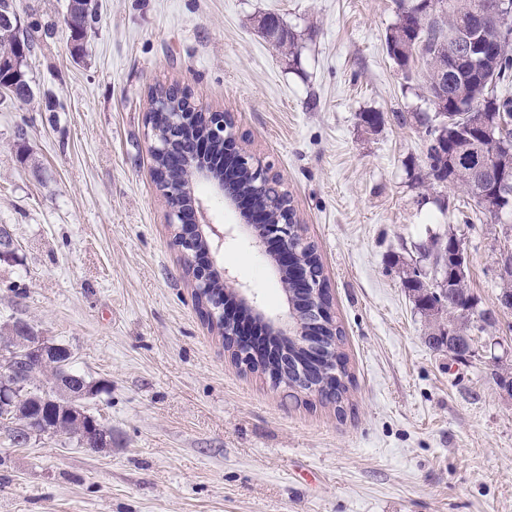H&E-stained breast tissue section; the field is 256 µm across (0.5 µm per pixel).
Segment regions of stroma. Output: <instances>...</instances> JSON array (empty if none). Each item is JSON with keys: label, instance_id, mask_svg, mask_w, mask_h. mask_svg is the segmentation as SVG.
Returning <instances> with one entry per match:
<instances>
[{"label": "stroma", "instance_id": "1", "mask_svg": "<svg viewBox=\"0 0 512 512\" xmlns=\"http://www.w3.org/2000/svg\"><path fill=\"white\" fill-rule=\"evenodd\" d=\"M17 3L37 47L33 98L0 96V226L18 244L0 327L20 318L72 350L104 388L87 407L112 446L16 448L0 428V512H512V398L486 369L512 365V310L459 363L429 347L403 276L428 232H454L492 306L505 226L428 178L427 72L388 54L395 0H96L80 60L66 0ZM268 13L293 45L265 36ZM171 85L231 113L239 149L288 191L344 332L343 410L234 364L201 320L149 151V92ZM220 254L287 312L264 247L239 236Z\"/></svg>", "mask_w": 512, "mask_h": 512}]
</instances>
